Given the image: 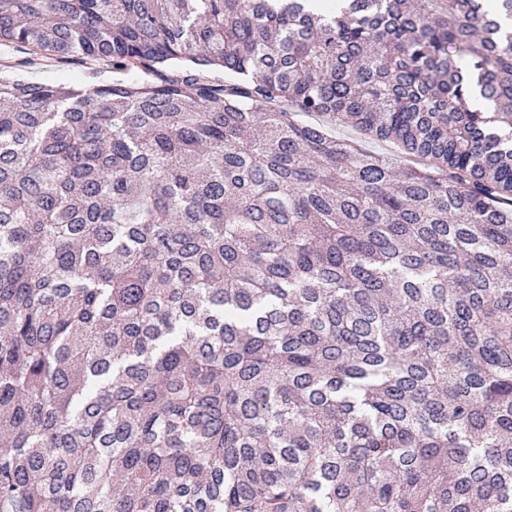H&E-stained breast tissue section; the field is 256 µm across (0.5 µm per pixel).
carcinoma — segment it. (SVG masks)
<instances>
[{"mask_svg": "<svg viewBox=\"0 0 512 512\" xmlns=\"http://www.w3.org/2000/svg\"><path fill=\"white\" fill-rule=\"evenodd\" d=\"M0 46L123 74L0 75V512H512V0H0ZM304 120H309L313 122H317L320 124L328 125L327 123H330V119L322 116H309L305 117ZM330 126V129L332 130L333 134H336V136L347 138V139H355L362 143V145L373 152L380 153V154H389L393 157L394 162H396L397 165H401L404 163L402 158L397 157V154L394 152V149L392 146L388 143H381V142H375V141H363L360 139V136L358 132L351 126H343V125H328Z\"/></svg>", "mask_w": 512, "mask_h": 512, "instance_id": "cac0c4a2", "label": "carcinoma"}]
</instances>
